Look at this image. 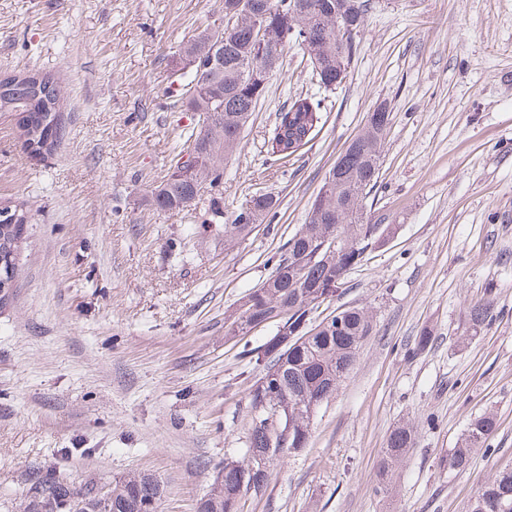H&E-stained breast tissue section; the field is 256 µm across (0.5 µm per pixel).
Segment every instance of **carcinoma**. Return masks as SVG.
Returning a JSON list of instances; mask_svg holds the SVG:
<instances>
[{"label":"carcinoma","instance_id":"obj_1","mask_svg":"<svg viewBox=\"0 0 512 512\" xmlns=\"http://www.w3.org/2000/svg\"><path fill=\"white\" fill-rule=\"evenodd\" d=\"M263 4L270 11L268 26L281 42L280 51L294 43L301 49L313 47L323 65L317 75L319 86L334 90L340 61L350 62L357 49V42L336 35V27L323 15L326 3L336 0H300L308 16L291 18L280 13L281 0H251ZM209 54V27L205 26L184 41L178 53L175 68L179 71L176 103L187 112H198L202 124L208 127L209 139L199 141L194 129L184 133L187 147L179 150L164 180L151 192V202L162 210H184L186 202L199 199L212 185L224 176V161L238 149L240 135L255 111L258 100L264 97L266 87L250 80L249 70L267 66L242 30L224 40V51L212 68H206ZM209 80L207 96L190 98L182 86L190 83L195 71ZM61 89L54 77L40 71H19L0 76V115L14 112L29 113V123L20 128V137L42 140L54 137L59 143L63 127L59 112ZM321 103L311 97H298L287 109L278 113L273 133L267 142V153L279 159L292 156L308 143L316 127ZM392 121L389 112H371L365 128L357 137L358 143L342 158L344 166L339 178L321 197L319 204L331 216V222L317 224L307 221L301 235H293L283 245L274 260V268L261 282L262 294L254 306L279 309L288 313L283 327L291 330L301 320L320 306L318 293L322 287L335 280L345 284L348 273L363 260L370 241L379 225L366 218L363 201L375 187L380 170L381 149ZM200 146L202 160L192 167V177L182 176L180 161L195 146ZM279 206L278 199L268 193H256L244 207L234 214L231 223H224V209L215 206L211 214L216 223L224 224V234L246 235ZM343 236L348 250L339 258L327 254L324 242L331 231ZM494 300L485 299L473 304L469 320L473 331H478L488 321ZM373 333V320L368 309L349 306L343 310L341 326L331 323L321 326L309 342L288 352L287 358L274 351L275 339L268 340L262 348H243L242 358L262 367V375L276 374L281 383L277 393L282 414L294 423L286 446L276 448L266 457L264 468L252 470L257 465L253 455L240 462L224 459V480L214 483L210 493L199 507V512H240L238 504L243 495L262 493L268 482L270 464L285 451L307 446L310 437L309 407H319L328 396L329 385H339L353 365L361 345ZM496 430V419L490 413L475 418L461 439V445L448 451L444 463L449 472L461 473L471 465V449L484 445ZM268 430L249 421L248 447L260 451L268 448ZM414 432L402 426L389 435L387 448L380 463L379 484L387 486L392 470L408 451ZM138 474H130L115 482L112 487L114 512H143L146 493L138 487ZM469 512H512V468H505L479 490L469 505Z\"/></svg>","mask_w":512,"mask_h":512}]
</instances>
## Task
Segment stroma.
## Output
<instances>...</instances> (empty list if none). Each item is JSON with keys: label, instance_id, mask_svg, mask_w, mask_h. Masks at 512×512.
Returning <instances> with one entry per match:
<instances>
[{"label": "stroma", "instance_id": "stroma-1", "mask_svg": "<svg viewBox=\"0 0 512 512\" xmlns=\"http://www.w3.org/2000/svg\"><path fill=\"white\" fill-rule=\"evenodd\" d=\"M220 5L0 0V74L53 73L65 127L33 157L0 117V201L31 215L0 308V512H19L45 478L84 490L131 473L160 481L159 512H197L225 458L247 448L260 370L240 353L276 333L271 323L232 338L225 324L381 103L392 124L366 213L392 232L335 301L368 308L374 332L314 413L307 447L271 464L241 512H467L512 465V0H372L330 92L290 47L214 194L159 210L150 192L198 121L169 109L173 55ZM298 96L320 101L319 120L279 160L266 141ZM257 192L278 198L276 212L225 239L211 197L230 216ZM488 296L492 317L468 337V309ZM426 328L431 343L410 356ZM486 412L498 420L487 447L449 473L443 456ZM399 425L415 441L382 490Z\"/></svg>", "mask_w": 512, "mask_h": 512}]
</instances>
